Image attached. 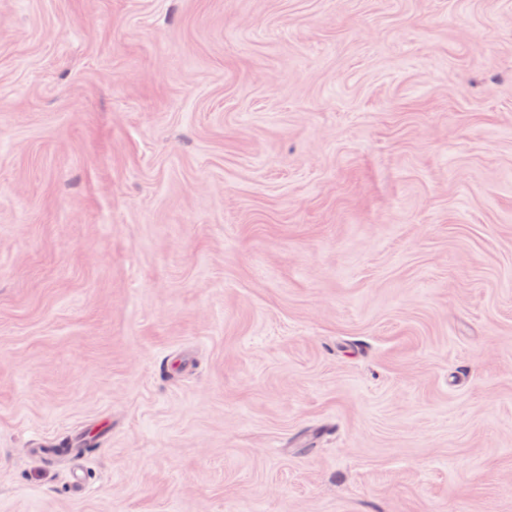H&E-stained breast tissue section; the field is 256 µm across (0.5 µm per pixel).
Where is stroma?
I'll return each mask as SVG.
<instances>
[{"label":"stroma","mask_w":512,"mask_h":512,"mask_svg":"<svg viewBox=\"0 0 512 512\" xmlns=\"http://www.w3.org/2000/svg\"><path fill=\"white\" fill-rule=\"evenodd\" d=\"M0 512H512V0H0Z\"/></svg>","instance_id":"stroma-1"}]
</instances>
